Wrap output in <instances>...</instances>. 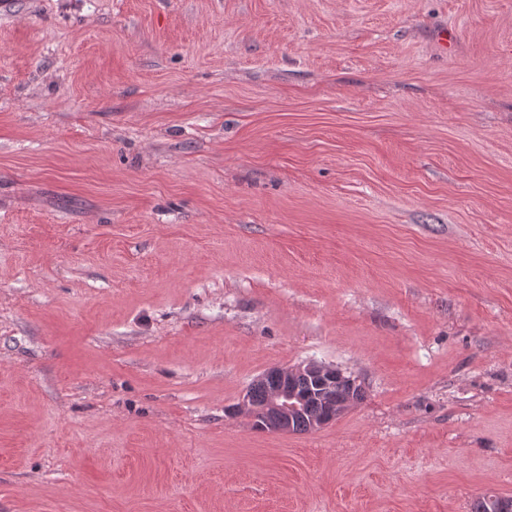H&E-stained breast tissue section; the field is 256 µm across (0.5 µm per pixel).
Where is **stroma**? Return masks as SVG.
<instances>
[{
  "label": "stroma",
  "instance_id": "1",
  "mask_svg": "<svg viewBox=\"0 0 512 512\" xmlns=\"http://www.w3.org/2000/svg\"><path fill=\"white\" fill-rule=\"evenodd\" d=\"M363 398L253 429L269 369ZM512 497V0L0 7V512ZM267 374H272L279 378L283 383L287 384L288 380L291 381L297 377L317 380L319 381L320 388L328 387L336 383V387L326 393L324 399L310 397L312 391H317L314 390L313 381L303 379L292 384V388L297 389L299 394L304 395V398L309 397L306 404L301 395H298L296 392L288 389V387H282L271 392L268 396L267 407L276 411L280 417L278 420L273 422L266 420L265 425L261 422L259 424L262 426H268L271 431L278 433L291 432V425H288V413L291 411H295L291 414L293 433H305L309 432V429L310 432H312L324 428L335 420L336 415L342 414L349 406L356 402V399L353 398V392L360 386L354 378L345 376L341 371L317 362H307L289 368H273L267 371ZM336 377L344 378L348 382L351 387L352 397L342 406L336 407V411H332L328 415L319 414L312 416L308 429L307 417L310 412H329L330 409L324 402L327 397H329L333 402L339 403L342 402L349 394V387L347 386V383L344 380H336ZM304 404L305 407L303 409L296 411L303 407Z\"/></svg>",
  "mask_w": 512,
  "mask_h": 512
}]
</instances>
